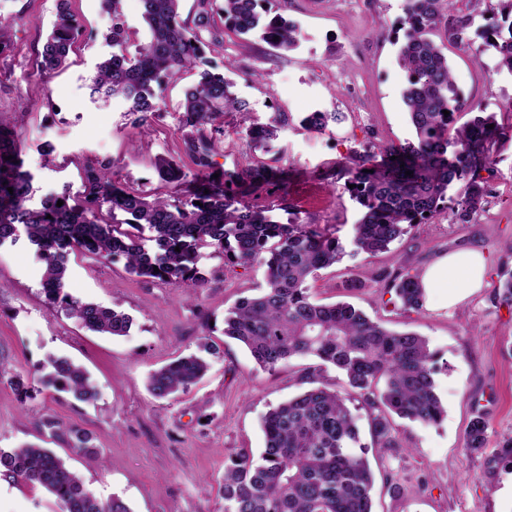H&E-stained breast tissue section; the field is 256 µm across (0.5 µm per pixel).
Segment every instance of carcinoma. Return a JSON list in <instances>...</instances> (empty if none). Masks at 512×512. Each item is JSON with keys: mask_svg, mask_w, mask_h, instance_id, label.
<instances>
[{"mask_svg": "<svg viewBox=\"0 0 512 512\" xmlns=\"http://www.w3.org/2000/svg\"><path fill=\"white\" fill-rule=\"evenodd\" d=\"M140 2L148 36L133 45L123 0H99L110 19L105 39L112 44V53L96 64L91 96L103 102L123 99L143 127L162 111L168 80L183 69L198 68V79L184 98L183 122L195 128L184 139L185 153L199 175L189 198L150 200L119 186L112 179L116 160L103 158L84 168L80 202L70 204L65 188L32 207L33 176L25 169L15 125L0 120V246L26 238L44 261L42 290L52 308L91 332L111 336L126 335L132 319L64 291L73 253L122 259L131 274L147 282L193 288L205 282L197 266L199 250L205 247L224 256L226 266H264L266 288L240 298L224 312V336L243 344L267 372L296 358L333 366L344 375L348 392L317 384L270 408L263 418L265 448L260 459L238 454L224 470L219 489L224 512H373L374 475L348 405L350 394L358 395L371 411L373 442L394 448L392 416L425 425L442 420L435 376L448 365L415 332L391 330L349 302L312 301L308 281L342 260L346 251L340 240L296 216L283 221L273 209L249 206L229 192L231 185L246 193L262 183L281 184V169L226 170L222 185L206 179L217 145L205 127L226 112L245 109V102L232 92L233 83L204 58L201 32H208L213 43L223 42L222 33L211 24L214 0H195L189 21L181 17V0ZM499 2L500 18L477 29L482 43L475 47L469 36L474 15L460 14L457 0H405L404 15L392 33L406 73L403 99L415 139L356 154L343 166L346 191L362 209L353 227L352 254L374 258L386 252L409 228L428 223L448 202L461 224L475 222L484 211L489 190L483 173L493 172L494 148L507 132L495 113L483 109L458 124L464 101L445 45L433 36L442 30L459 50L473 49L478 56L490 51L498 68L512 74V0ZM274 4L275 0H224L226 26L238 36L258 33L272 47L294 51L299 27L273 11ZM79 32L71 0H57L37 69H62ZM343 118L341 112H312L302 124L323 131ZM287 126L288 116L277 112L269 122L248 127L246 137L269 153ZM155 168L166 184L178 187L185 180L182 167L172 159H159ZM407 171L411 175H405ZM458 183L463 184L461 193L455 198L448 195ZM377 279L394 291L404 310L423 308L419 274L382 271ZM493 301L512 307V271L500 274ZM208 369L201 356H180L150 374L148 389L154 398L167 399L195 384ZM13 384L26 393L55 390L82 402L96 398L85 369L65 357L49 359L29 383L18 378ZM487 439L485 414L476 408L465 432L466 453H481ZM69 450L90 460L100 458L91 435L81 429L69 431ZM0 469L5 477L50 494L60 512H131L119 497L99 500L63 456L39 444L0 448Z\"/></svg>", "mask_w": 512, "mask_h": 512, "instance_id": "1", "label": "carcinoma"}]
</instances>
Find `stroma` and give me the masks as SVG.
Returning a JSON list of instances; mask_svg holds the SVG:
<instances>
[{
  "instance_id": "35a3bbf8",
  "label": "stroma",
  "mask_w": 512,
  "mask_h": 512,
  "mask_svg": "<svg viewBox=\"0 0 512 512\" xmlns=\"http://www.w3.org/2000/svg\"><path fill=\"white\" fill-rule=\"evenodd\" d=\"M404 0H281L280 13L300 30L295 51L276 50L259 35L241 41L225 31L224 42L205 57L234 83L245 112H230L212 125L218 153L216 173L234 167L277 164L288 172L287 187L265 184L245 194L255 207L287 204L300 220L349 242L360 217L343 190L342 165L370 145L400 144L412 138L402 92L406 75L385 27L396 24ZM82 25L66 69L38 73L37 53L55 18V0H0L8 50L0 55V115L23 113L16 130L25 167L33 175L32 205L62 190L79 194L84 167L112 158L113 178L145 195L171 193L155 172L158 158L171 157L186 175L195 166L186 156L182 126L184 92L195 71L169 80L166 106L147 132L132 124L120 99L95 102L88 84L95 67L112 52L104 34L110 25L99 0H73ZM454 79L469 102L496 113L512 126V75L496 71L493 55L449 49ZM277 112L288 127L272 152L253 150L247 127ZM312 112H341L346 119L322 132L306 131ZM489 181L491 194L477 222L460 224L451 211L412 227L378 258L345 256L308 282L317 303L345 300L397 331L426 337L449 368L436 377L445 414L436 425L395 419L392 448H371L375 476L374 512H512V465L499 463L512 437V308L496 306L499 274L512 269V138L498 145ZM462 248L491 260L488 285L452 308L425 300L407 312L394 293L375 278L380 270L420 272L438 254ZM204 287L147 283L128 274L123 263L74 255L65 290L73 297L128 314L127 335L82 329L49 307L42 292L44 263L26 240L0 246V448L26 442L65 453L68 431L88 432L104 454L70 464L100 499L122 498L131 512H224L218 485L232 456L259 457L262 419L271 406L310 383L302 370L307 358L269 373L250 353L223 335L224 312L239 297L258 294L265 269L225 266L206 249L199 261ZM361 281L349 290L350 280ZM213 344L210 369L182 394L153 398L149 374L177 356ZM63 356L81 365L97 387L90 402L45 390L24 398L10 380L27 377ZM484 411L488 442L481 454L467 455L465 430L473 408ZM53 419L56 430L41 426ZM0 512H58L52 496L11 480L0 481Z\"/></svg>"
}]
</instances>
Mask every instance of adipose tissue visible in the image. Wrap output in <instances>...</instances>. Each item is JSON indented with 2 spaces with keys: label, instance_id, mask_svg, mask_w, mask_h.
<instances>
[{
  "label": "adipose tissue",
  "instance_id": "ef3b65f1",
  "mask_svg": "<svg viewBox=\"0 0 512 512\" xmlns=\"http://www.w3.org/2000/svg\"><path fill=\"white\" fill-rule=\"evenodd\" d=\"M487 269L482 252L462 249L436 257L423 270L421 282L436 291L441 305L451 308L483 288Z\"/></svg>",
  "mask_w": 512,
  "mask_h": 512
}]
</instances>
